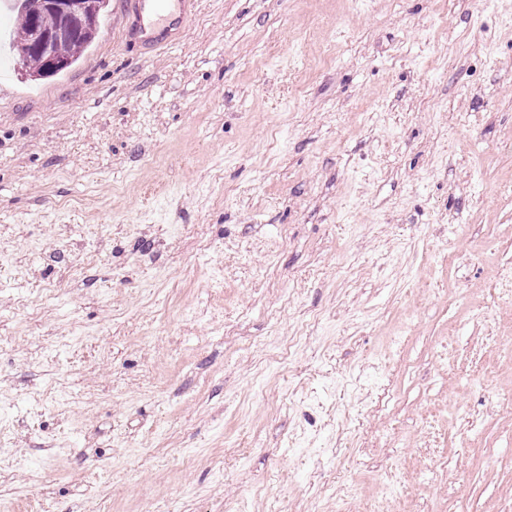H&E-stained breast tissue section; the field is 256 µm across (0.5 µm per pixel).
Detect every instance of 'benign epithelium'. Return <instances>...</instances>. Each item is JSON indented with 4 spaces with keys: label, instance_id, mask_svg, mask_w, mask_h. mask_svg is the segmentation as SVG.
<instances>
[{
    "label": "benign epithelium",
    "instance_id": "benign-epithelium-1",
    "mask_svg": "<svg viewBox=\"0 0 512 512\" xmlns=\"http://www.w3.org/2000/svg\"><path fill=\"white\" fill-rule=\"evenodd\" d=\"M92 4L88 0H27L25 11L32 15L30 48L45 56V67L38 75L26 66L25 56H20V73L29 79L40 76L47 77L63 67L52 52L53 45L69 38L84 23L91 11ZM50 11L57 15L58 24L53 28L40 25L37 18L40 14Z\"/></svg>",
    "mask_w": 512,
    "mask_h": 512
}]
</instances>
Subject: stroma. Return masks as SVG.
Wrapping results in <instances>:
<instances>
[{"mask_svg": "<svg viewBox=\"0 0 512 512\" xmlns=\"http://www.w3.org/2000/svg\"><path fill=\"white\" fill-rule=\"evenodd\" d=\"M0 341L19 512H512V0L0 65Z\"/></svg>", "mask_w": 512, "mask_h": 512, "instance_id": "obj_1", "label": "stroma"}]
</instances>
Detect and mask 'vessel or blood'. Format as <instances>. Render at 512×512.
Masks as SVG:
<instances>
[{"label":"vessel or blood","mask_w":512,"mask_h":512,"mask_svg":"<svg viewBox=\"0 0 512 512\" xmlns=\"http://www.w3.org/2000/svg\"><path fill=\"white\" fill-rule=\"evenodd\" d=\"M130 41L151 49L168 44L169 21L191 0H119Z\"/></svg>","instance_id":"obj_1"}]
</instances>
